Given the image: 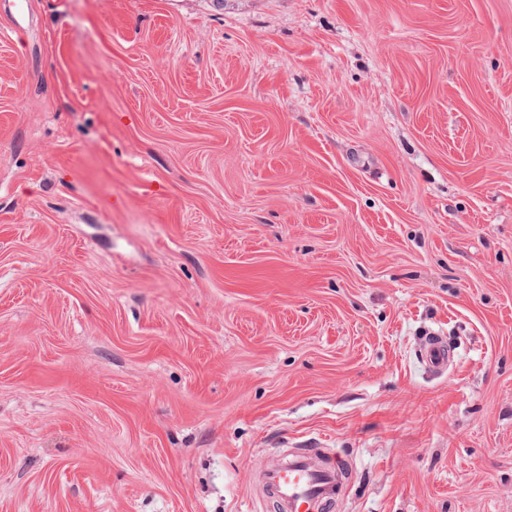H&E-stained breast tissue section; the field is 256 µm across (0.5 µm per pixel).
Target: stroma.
Listing matches in <instances>:
<instances>
[{
	"label": "stroma",
	"mask_w": 512,
	"mask_h": 512,
	"mask_svg": "<svg viewBox=\"0 0 512 512\" xmlns=\"http://www.w3.org/2000/svg\"><path fill=\"white\" fill-rule=\"evenodd\" d=\"M296 448L512 512V0H0V512H275ZM451 358L448 345L440 336L426 338L422 350L421 360L426 367L435 373H445Z\"/></svg>",
	"instance_id": "obj_1"
}]
</instances>
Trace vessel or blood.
<instances>
[{
    "label": "vessel or blood",
    "instance_id": "vessel-or-blood-1",
    "mask_svg": "<svg viewBox=\"0 0 512 512\" xmlns=\"http://www.w3.org/2000/svg\"><path fill=\"white\" fill-rule=\"evenodd\" d=\"M450 358L448 346L441 337L426 338L421 360L430 371L446 372ZM346 471L343 459L298 452L271 465L263 474V483L279 512H328Z\"/></svg>",
    "mask_w": 512,
    "mask_h": 512
}]
</instances>
